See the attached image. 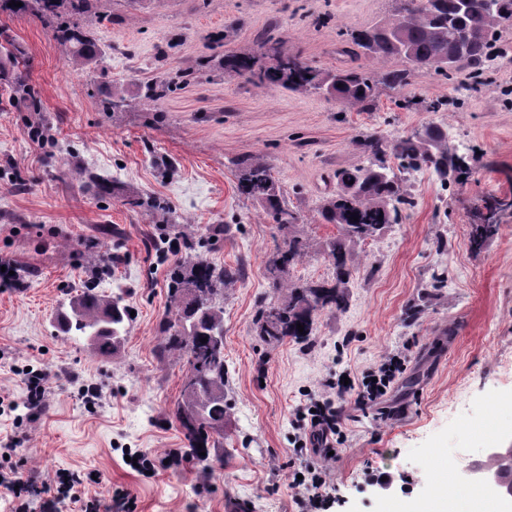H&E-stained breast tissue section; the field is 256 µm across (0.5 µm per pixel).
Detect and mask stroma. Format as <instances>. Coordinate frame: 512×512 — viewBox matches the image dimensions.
Here are the masks:
<instances>
[{
  "mask_svg": "<svg viewBox=\"0 0 512 512\" xmlns=\"http://www.w3.org/2000/svg\"><path fill=\"white\" fill-rule=\"evenodd\" d=\"M399 0H91L88 30L104 50L110 77L65 54L34 16L0 14V260L16 267L0 286V391L25 394L23 369L56 382L34 417L0 414V447L16 439L13 460L38 481L60 470L80 472L82 497L108 512L115 490L135 512H299L294 470L313 461L299 447L296 418L342 371L362 373L404 352L387 403L405 406L386 422L347 421L339 457L323 460L334 503L329 512H448L435 488L498 446L487 420L512 410V208L499 230L472 250L473 216L486 199H512V61L473 78L452 77L393 56L360 57L366 70L405 71L403 89L379 85L361 108L311 88L255 85L225 71V55L259 54V41L282 35L280 51L321 71L343 67L344 36L394 21ZM19 57L41 109L11 95L6 78ZM182 74L167 97L148 102L140 87ZM131 105L102 111L112 91ZM440 111H432L433 103ZM429 125L448 132L469 170L440 182L408 174L412 205L400 223L351 243L353 267L343 310L314 317L311 336L268 344L255 332L263 300L273 295L267 256L289 234L306 258L291 272L301 285L331 283L328 256L336 225L318 208L333 193L325 179L366 164L360 141L378 132L396 138ZM41 128L43 144L29 133ZM258 158L279 183L298 223L274 224L262 205L238 190L237 162ZM108 177V193L84 185L86 172ZM156 197L168 212L127 205V194ZM189 236L219 265L243 278L224 298L226 401L224 444L212 464L175 457L184 448L175 418L184 371L160 358L162 324L170 316L169 240ZM114 255L112 273L95 278L97 256ZM96 279L122 295L133 312L110 358L87 341L58 333L68 293ZM99 391L88 401L83 387ZM152 456L138 472L128 454ZM389 473L388 486L372 484Z\"/></svg>",
  "mask_w": 512,
  "mask_h": 512,
  "instance_id": "1",
  "label": "stroma"
}]
</instances>
